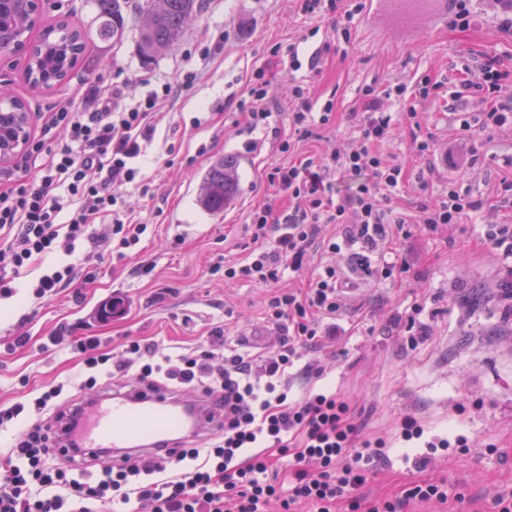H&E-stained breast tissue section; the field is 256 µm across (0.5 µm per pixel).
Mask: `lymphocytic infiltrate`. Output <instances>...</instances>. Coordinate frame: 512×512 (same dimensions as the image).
Here are the masks:
<instances>
[{
	"label": "lymphocytic infiltrate",
	"mask_w": 512,
	"mask_h": 512,
	"mask_svg": "<svg viewBox=\"0 0 512 512\" xmlns=\"http://www.w3.org/2000/svg\"><path fill=\"white\" fill-rule=\"evenodd\" d=\"M511 77L503 60L483 54L463 64L448 88V111L469 143L468 165L482 164L483 147L512 128V97L498 96ZM475 98L485 107L472 115L466 105ZM158 99L152 92L129 104L123 87L103 97L92 86L80 105L51 112L49 127L65 128L67 137L30 140L25 162L36 176L13 178L0 192V298L12 296L14 281L47 254L68 261L30 283L38 300L76 281L79 270L70 258L80 249L120 255L140 243L146 224L124 220L114 209L119 187L140 183L135 160L152 130ZM395 124L378 94L366 91L349 147L268 173L269 184L288 203L252 212L246 231L253 248L244 260L225 264L224 279L272 288L266 319L277 337L271 350L250 357L226 349L220 329L193 350L162 352L131 339L117 355L103 350L100 337H67L66 347L85 370L74 394L59 384L45 387L29 406L0 403V428L32 415L0 455V512H114L116 505L135 503L148 504L151 512H268L274 502L280 512H297L301 503L331 512L346 492L350 512H401L410 499L447 500L443 484L418 480L403 498L363 508L356 492L367 480V465L384 460L383 442L357 441L349 405L336 395L309 391L288 398L291 370L303 349L336 334L320 321L339 313L342 285L332 265L303 290L283 287L286 271H299L312 247L339 252L326 233L330 224L344 225L346 240L369 250L406 232L405 218L389 206L404 167L380 151ZM339 172L363 176L355 194L333 195L330 178ZM477 207L471 187L452 180L445 195L419 206L417 221L430 229L459 224ZM126 377L212 400L224 420L221 429L201 447L190 440L146 459L128 453L115 461L105 454L80 469L58 466L50 445L55 423L68 412L81 417L96 393Z\"/></svg>",
	"instance_id": "lymphocytic-infiltrate-1"
}]
</instances>
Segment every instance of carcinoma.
Instances as JSON below:
<instances>
[{
	"label": "carcinoma",
	"mask_w": 512,
	"mask_h": 512,
	"mask_svg": "<svg viewBox=\"0 0 512 512\" xmlns=\"http://www.w3.org/2000/svg\"><path fill=\"white\" fill-rule=\"evenodd\" d=\"M125 0H94L99 24L96 35L101 42L114 44L125 34L122 3ZM35 0H7L0 7V26L14 31L19 39L13 44L26 57L25 74L35 87L52 88L63 84L71 69L86 49L93 35L87 30L70 27L65 22L42 29L35 40L21 39L33 26ZM202 8V0H144L142 11L147 22L138 39L142 61L151 63L159 54L173 48L182 38L188 23ZM8 123L0 142V158L14 154L19 138L26 133L29 113L26 103L5 89H0V123ZM238 187L234 160L221 157L202 177L201 203L206 210L218 214L232 200Z\"/></svg>",
	"instance_id": "1"
}]
</instances>
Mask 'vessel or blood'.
Segmentation results:
<instances>
[{"mask_svg":"<svg viewBox=\"0 0 512 512\" xmlns=\"http://www.w3.org/2000/svg\"><path fill=\"white\" fill-rule=\"evenodd\" d=\"M420 12L412 0H384L369 21L413 33L418 29ZM219 423V416L205 399L187 405L175 401L168 390L134 384L124 390L97 393L74 431H67L62 424L56 427L52 445L80 467L87 458L107 450L117 456L129 451L148 455L162 443L172 448L215 431Z\"/></svg>","mask_w":512,"mask_h":512,"instance_id":"obj_1","label":"vessel or blood"}]
</instances>
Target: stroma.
I'll return each mask as SVG.
<instances>
[{"instance_id":"stroma-1","label":"stroma","mask_w":512,"mask_h":512,"mask_svg":"<svg viewBox=\"0 0 512 512\" xmlns=\"http://www.w3.org/2000/svg\"><path fill=\"white\" fill-rule=\"evenodd\" d=\"M139 5L126 4L122 41L92 44L55 89L27 83L21 54L0 57V84L26 102L34 136L54 106L77 99L87 83L106 96L122 83L137 99L197 75L192 87L160 100L154 131L142 143L144 186L123 189L122 211L149 225L140 244L117 263L86 260L80 277L51 301L36 303L23 287L0 298V401L15 400L28 387L78 379L74 355L46 344L63 325H85L115 351L127 336L164 350L192 348L222 325L228 345L252 352L246 337L267 326L268 290L247 281L225 284L212 268L247 253V217L275 199L268 172L346 146L351 112L365 88L380 92L403 84L412 90L430 81L433 90L417 102L425 117L421 131L399 123L381 148L405 165L391 206L410 220V234L379 243L368 261L394 270L386 278L369 277L351 260L359 245L342 243L336 256L345 292L338 336L306 349L304 359L323 368L319 387L348 403L359 438L386 443V458L363 496L399 498L412 482L431 479L447 486L448 502L413 500L403 512H489L496 495L512 491V254L486 244L483 234L508 213L497 187L512 173V131L497 133L489 158L470 169L457 151L459 129L448 118L446 93L435 84L454 77L466 52L512 64V38L497 30L494 0H473L468 29L433 25L414 41L388 37L358 16L345 23L330 0L311 15L299 0H203L181 41L148 65L137 50L144 22ZM59 19L95 28L92 0H52L33 29ZM291 43L304 63L318 56L317 69L293 71L287 59L274 58L277 46ZM294 80L309 88L316 109L328 104L332 111L329 122L288 155L278 145L293 134ZM256 84L265 85L275 111L267 132H249L238 110ZM417 134L433 145L427 158L413 148ZM231 155L239 161V190L223 213L213 214L199 202L201 178L212 162ZM424 166L432 173L422 179ZM452 179L471 186L480 209L462 224L430 230L416 223L419 206L436 200ZM148 262L153 271L138 274ZM416 306L425 335L413 345L393 318ZM21 334L29 336L28 345L13 347ZM408 416L422 427V440L402 439ZM443 436L462 437L467 445L428 454L423 441Z\"/></svg>"}]
</instances>
